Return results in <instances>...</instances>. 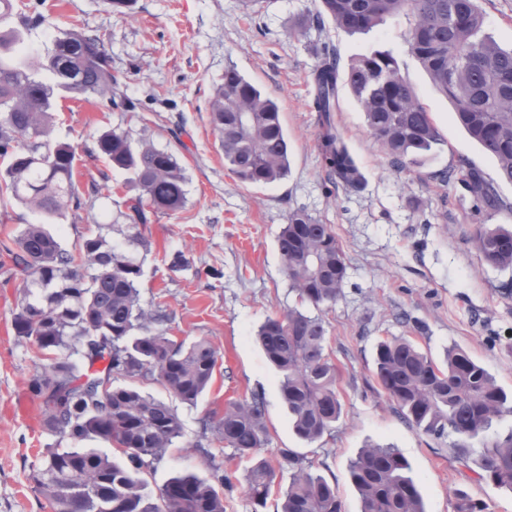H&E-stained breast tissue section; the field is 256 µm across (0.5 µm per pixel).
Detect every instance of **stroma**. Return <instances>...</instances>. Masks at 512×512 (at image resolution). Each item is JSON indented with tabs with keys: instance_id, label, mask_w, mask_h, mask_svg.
<instances>
[{
	"instance_id": "stroma-1",
	"label": "stroma",
	"mask_w": 512,
	"mask_h": 512,
	"mask_svg": "<svg viewBox=\"0 0 512 512\" xmlns=\"http://www.w3.org/2000/svg\"><path fill=\"white\" fill-rule=\"evenodd\" d=\"M479 5L485 33L511 47L512 0ZM321 9L320 0H135L132 10L120 13L107 0H46L44 23L24 33V47L35 53L51 48L75 24L96 34L121 92L138 104L125 112L97 100L58 99L52 137L74 148L79 189H99L93 207L51 225L62 246L76 250L98 233L127 246L116 226L128 175L89 156L103 132L149 139L186 170L184 207L147 225L150 248L133 255L142 270L143 300L163 302L172 316L168 335L188 342L208 337L219 360L196 406L175 403L184 435L144 472L147 490L158 493L177 474L211 478V453L230 479L224 512H280L279 490L289 473L280 468L278 451L293 448L311 461L313 473L335 484L345 512H359L349 466L363 448L380 444L410 463L426 512H454L459 489L486 502L488 512H512L511 490L477 479L447 440L403 422L373 377L378 341L408 336L438 362L448 347L464 349L512 393V294L502 288L512 281V270L488 266L474 245L478 225H512V183L499 181L509 207L490 216L474 210L461 182H441V175L465 162L492 180H499L498 170L411 53L406 15L350 35L331 18H318ZM326 45L344 67L373 48L390 52L431 113L444 140L440 149L398 169L369 133L349 87L339 83L336 129L365 182L359 191L335 185L322 164L317 116L310 109L312 73ZM230 65L280 106L291 168L280 181L245 183L224 166L209 105ZM296 209L332 226L348 265L340 297L322 311L328 350L340 369L343 414L332 433L314 443L293 433L280 375L255 340L267 317L299 304L277 245ZM178 252L186 264L171 267ZM18 297L17 281L0 273V512H51L33 488L32 467L43 452L64 451L73 442L44 427L39 399L31 401L30 419L14 411L16 396L29 393L30 377L47 361L15 333ZM254 393L264 399L269 442L262 455L274 466L278 486L260 508L246 494L247 462L216 441L204 451L196 446L204 418L221 416L227 400Z\"/></svg>"
}]
</instances>
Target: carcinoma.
<instances>
[{
	"instance_id": "1",
	"label": "carcinoma",
	"mask_w": 512,
	"mask_h": 512,
	"mask_svg": "<svg viewBox=\"0 0 512 512\" xmlns=\"http://www.w3.org/2000/svg\"><path fill=\"white\" fill-rule=\"evenodd\" d=\"M478 2L321 0L346 33L369 29L386 16L407 15L412 53L453 104L457 122L494 159L501 179L512 183V48L484 33ZM12 18L18 26L0 31V203L5 222L12 203L41 217L0 241V251L11 262L8 268L1 262L0 268L20 281L22 294L13 326L17 336L38 349L63 355L29 381L41 399L46 428L75 442L114 443L126 457L120 464L91 448L48 451L33 468L35 487L54 512H224V495L196 475L169 479L155 497L139 478L183 436V426L170 406L143 393L138 383L157 381L171 397L192 406L212 381L217 351L205 336L186 345L167 335L165 306L142 302L140 266L103 236L85 239L75 255L47 228L92 205L73 180V147L51 138L55 91L93 96L129 111L135 104L116 99L117 80L98 36L73 27L55 38L45 54L30 57L20 50L23 31L44 16L28 13L15 0H0V20ZM41 70L55 77L56 86L35 77ZM338 80L336 53L329 47L312 77L320 154L329 175L344 188L359 190L363 174L331 120ZM345 82L369 132L397 165L413 163L443 143L391 54L373 50L363 55L349 65ZM209 122L225 166L239 180L269 184L288 175V138L278 103L231 65L215 88ZM95 151L130 174L134 195L123 218L129 240L147 246L139 227L185 205L184 167L173 154L136 143L126 131L102 133ZM455 179L476 210L494 213L508 207L496 183L479 169L465 165L460 177L450 172L442 182ZM474 243L487 265L512 268V230L481 225ZM278 250L289 286L301 302L316 309L336 302L347 263L331 225L295 210L278 236ZM256 338L281 375L280 395L295 435L313 443L331 433L343 408L323 317L290 308L267 319ZM99 362L104 363L101 369L95 368ZM117 376L129 383L113 385ZM374 376L404 422L436 439H450L464 465L512 491V433L487 438L493 420L512 413V395L486 368L457 347L448 349L438 364L411 339L394 336L378 343ZM204 430L250 462L249 496L255 505H264L275 473L260 457L268 444L263 397L254 393L228 401L224 414ZM476 439L483 440V448H472ZM280 457L281 466L291 471L288 486L280 490L281 512H344L336 487L312 473L304 456L283 448ZM409 472L408 461L396 449H364L349 467L361 512H425ZM454 512H486V507L459 490Z\"/></svg>"
}]
</instances>
